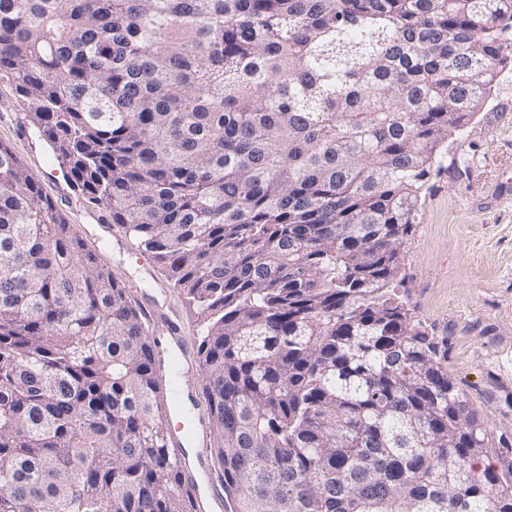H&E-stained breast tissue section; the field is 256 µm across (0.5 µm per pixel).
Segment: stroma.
<instances>
[{
    "instance_id": "obj_1",
    "label": "stroma",
    "mask_w": 512,
    "mask_h": 512,
    "mask_svg": "<svg viewBox=\"0 0 512 512\" xmlns=\"http://www.w3.org/2000/svg\"><path fill=\"white\" fill-rule=\"evenodd\" d=\"M0 143L15 152L101 265L179 316L188 352L196 354L193 307L113 223L111 210L88 205L71 185L5 80ZM448 159L447 171L432 176L422 198L402 288L446 344L449 372L490 426L512 439V67L501 72L482 112L449 139Z\"/></svg>"
}]
</instances>
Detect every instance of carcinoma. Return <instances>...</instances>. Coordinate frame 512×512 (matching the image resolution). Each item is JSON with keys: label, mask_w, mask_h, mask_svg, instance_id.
Returning a JSON list of instances; mask_svg holds the SVG:
<instances>
[{"label": "carcinoma", "mask_w": 512, "mask_h": 512, "mask_svg": "<svg viewBox=\"0 0 512 512\" xmlns=\"http://www.w3.org/2000/svg\"><path fill=\"white\" fill-rule=\"evenodd\" d=\"M512 0H0V80L203 323L225 512H512L397 293ZM155 340L0 143V512H195Z\"/></svg>", "instance_id": "obj_1"}]
</instances>
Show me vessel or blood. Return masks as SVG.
<instances>
[{
	"instance_id": "b4317fda",
	"label": "vessel or blood",
	"mask_w": 512,
	"mask_h": 512,
	"mask_svg": "<svg viewBox=\"0 0 512 512\" xmlns=\"http://www.w3.org/2000/svg\"><path fill=\"white\" fill-rule=\"evenodd\" d=\"M144 317L153 330L158 331V341L167 359L176 364L167 376V388L172 412L184 413L188 408L190 391L185 386L187 373L179 366L185 354L180 324L176 319L162 314L155 304L145 306ZM170 442L183 457V486L192 497L195 508L199 512L204 507L210 508L211 512H223L220 481L209 464L204 422L197 418L185 424L177 423L170 433Z\"/></svg>"
}]
</instances>
